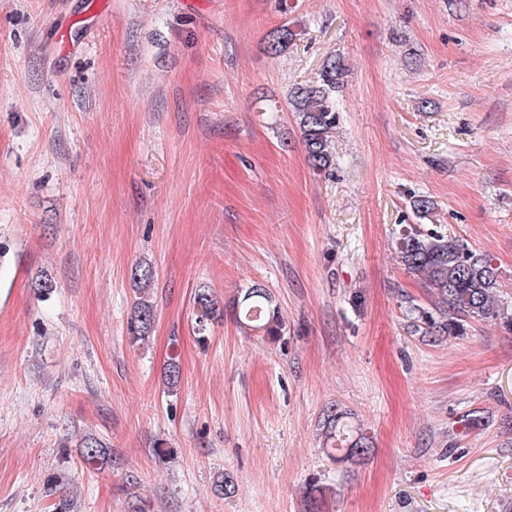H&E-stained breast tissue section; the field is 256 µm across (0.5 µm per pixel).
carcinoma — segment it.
<instances>
[{
	"mask_svg": "<svg viewBox=\"0 0 512 512\" xmlns=\"http://www.w3.org/2000/svg\"><path fill=\"white\" fill-rule=\"evenodd\" d=\"M298 33L284 24L270 35L266 51L279 55L297 40ZM346 68L341 58H329L322 65L318 78L293 88L289 105L301 131L306 159L313 171L330 175L334 170L331 148L336 128V93L344 86ZM397 257L408 273L422 279L432 289L435 301L421 305L407 301L405 317L407 331L412 335L463 336L473 320H499L512 330V315L505 313L497 296L500 288L497 269L492 260L479 253L463 240L438 231L423 233L407 229L397 240ZM131 279L137 286L129 330L130 339L137 343L148 338L156 317L152 298L155 273L149 265L131 269ZM198 314L196 325L203 334L210 321L220 315L218 299L206 288L194 294ZM238 324L251 331H259L276 339L284 330V319L270 291L259 285L247 288L234 307ZM180 382V367L175 361L165 372L166 393L174 395ZM324 451L334 463L358 462L369 453L365 436L352 434L346 422V413L331 406L321 419ZM110 450L95 436H86L81 442L80 458L89 470H100L110 461Z\"/></svg>",
	"mask_w": 512,
	"mask_h": 512,
	"instance_id": "1",
	"label": "carcinoma"
}]
</instances>
